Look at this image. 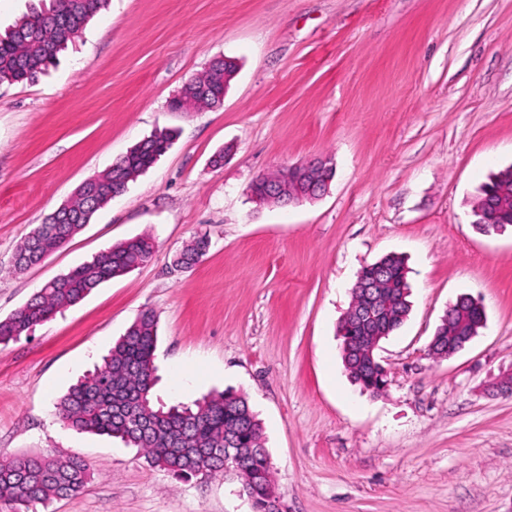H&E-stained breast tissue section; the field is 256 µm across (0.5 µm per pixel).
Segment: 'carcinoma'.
Listing matches in <instances>:
<instances>
[{
  "label": "carcinoma",
  "mask_w": 512,
  "mask_h": 512,
  "mask_svg": "<svg viewBox=\"0 0 512 512\" xmlns=\"http://www.w3.org/2000/svg\"><path fill=\"white\" fill-rule=\"evenodd\" d=\"M109 0H49L0 32V82H33L52 64ZM235 61L222 57L183 89V98L194 107H209L223 92L224 66ZM172 145L169 133L155 132L135 145L116 167L97 175L90 191L79 190L74 199L45 218L17 246L13 271L23 273L69 242L93 215L112 200V192L127 191L131 182L146 172ZM478 195L496 206L495 228L512 227V175L503 169L484 183ZM209 238H193L176 256L173 265L189 268L205 255ZM155 249L149 235H140L110 246L92 260L46 283L24 305L0 319V344L29 333L37 324L52 319L77 304L94 289L148 262ZM385 270L388 301L393 309V327L399 329L411 311L408 300V268L398 255L379 259ZM486 321L483 306L469 295L454 303V319L439 324L431 353L443 355L455 347L456 331L470 330L476 336ZM157 319L151 310L141 312L102 363L73 385L56 404V416L78 431L108 435L135 448L153 467L176 479L191 480L222 472L237 479L250 495L255 512H276L272 463L265 447L263 428L247 398L229 391L210 393L190 404L169 407L154 400L159 377L155 366ZM344 366L354 383L377 395L387 377L367 353L342 345ZM232 435L231 447L239 448L241 469L224 456H210L211 448L224 447V434ZM90 477V464L70 456L21 457L0 461V499L29 512L51 500L74 497Z\"/></svg>",
  "instance_id": "1"
}]
</instances>
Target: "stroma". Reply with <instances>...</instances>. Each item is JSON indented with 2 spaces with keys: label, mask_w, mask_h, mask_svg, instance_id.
I'll use <instances>...</instances> for the list:
<instances>
[{
  "label": "stroma",
  "mask_w": 512,
  "mask_h": 512,
  "mask_svg": "<svg viewBox=\"0 0 512 512\" xmlns=\"http://www.w3.org/2000/svg\"><path fill=\"white\" fill-rule=\"evenodd\" d=\"M221 106L170 107L217 57ZM173 144L40 265L14 252L88 177L157 131ZM224 152L223 165L212 158ZM329 156L319 198L252 201L259 175ZM512 166V0H110L34 83H0V319L103 249L148 234L149 262L0 344V458L78 455L85 490L41 512H254L237 480L182 482L55 406L141 311L158 320L155 394L212 391L258 413L282 512H512V229L472 224ZM210 246L174 271L195 235ZM405 257L411 312L361 391L337 326L359 271ZM478 300L463 350L428 345ZM453 304L455 312L453 323L444 325L441 322L437 326V328L440 327L438 330L439 336H436L435 344L430 347V353L434 355L448 354L455 347V341L458 338L455 335L457 329H469L474 339L486 321L483 306L471 296L466 294L460 295ZM453 354L455 353L441 357H450Z\"/></svg>",
  "instance_id": "35a3bbf8"
}]
</instances>
